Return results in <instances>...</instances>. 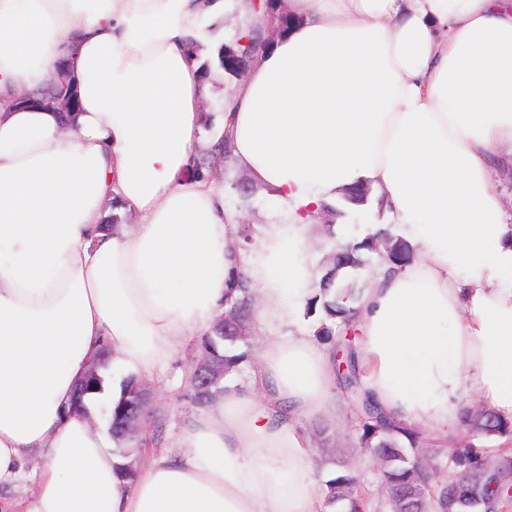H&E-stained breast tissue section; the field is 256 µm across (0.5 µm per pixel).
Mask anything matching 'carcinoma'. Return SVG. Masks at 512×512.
Instances as JSON below:
<instances>
[{
	"mask_svg": "<svg viewBox=\"0 0 512 512\" xmlns=\"http://www.w3.org/2000/svg\"><path fill=\"white\" fill-rule=\"evenodd\" d=\"M75 76L61 69L57 79L44 90L40 97L26 96V102L52 105L67 115L75 111ZM207 152L197 151L192 158V176L202 179L217 170L206 160ZM370 188L356 184L346 189L334 203L323 205V210L337 217L346 216L354 206L369 201ZM384 261L393 265L409 263L414 252L405 241L390 234L380 238ZM373 251L374 241L357 245L338 244L334 247L330 266L315 288V293L306 306V315L317 317L313 337L329 344L341 356L338 368V384L348 404L349 412L355 417V431L359 450L373 463L379 475L378 493L380 502L370 488L359 478L354 469H347L336 477L325 481L324 507L331 512H365L370 505L387 508L389 512H465L468 506L462 500L480 495L475 506L484 512H498L502 502L512 498V453L504 450L490 456L475 448L468 447L451 453L449 460L454 469L455 479L445 480L437 462L439 451L425 450L427 461L418 459L420 433L395 418L382 414L362 390L360 368L355 343V305L360 294L346 282L337 281L338 272L343 268L352 270L363 266L359 255L361 250ZM242 296H227L224 299V313L234 321L228 329L224 319L219 318L206 330L195 344V354L189 367V385L192 404L205 408L224 396L227 391L226 377L238 372L249 359V353L239 351L248 345L254 309L252 295L245 285H238ZM211 359L224 363V376L213 381L206 388L201 387L200 374ZM144 382L130 377L123 383L121 398L112 405L108 416V429L117 444V455L126 462L117 466L119 475L129 481L137 476V459L143 445L141 437L122 439L116 431V424L125 416L136 387ZM463 424L473 435H500L512 433V422L501 418L485 406L467 409ZM144 430L151 433V444L159 448L164 442L165 424L162 419L149 415L144 420Z\"/></svg>",
	"mask_w": 512,
	"mask_h": 512,
	"instance_id": "1",
	"label": "carcinoma"
}]
</instances>
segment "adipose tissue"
<instances>
[{
    "label": "adipose tissue",
    "mask_w": 512,
    "mask_h": 512,
    "mask_svg": "<svg viewBox=\"0 0 512 512\" xmlns=\"http://www.w3.org/2000/svg\"><path fill=\"white\" fill-rule=\"evenodd\" d=\"M292 22L225 100L233 163L274 223L241 250L224 175L187 177L203 85L189 43L249 0H0V487L40 453L25 512H324L296 421L335 420L328 347L298 333L313 218L385 191L395 236L357 305L365 393L439 434L462 393L512 420V217L490 158L512 146V0H288ZM79 107L17 102L57 67ZM140 221L102 231L106 200ZM247 281L258 382L193 414L135 483L74 402L109 347L148 377ZM382 248H383V259L384 261L393 265H405L409 263L414 252L411 246L405 241L395 238L390 234L379 237Z\"/></svg>",
    "instance_id": "ef3b65f1"
}]
</instances>
